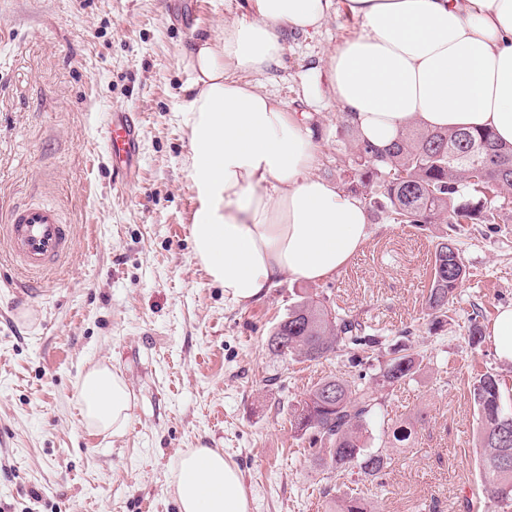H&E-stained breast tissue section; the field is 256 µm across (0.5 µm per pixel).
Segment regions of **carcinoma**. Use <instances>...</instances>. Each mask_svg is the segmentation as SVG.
<instances>
[{
  "label": "carcinoma",
  "instance_id": "carcinoma-1",
  "mask_svg": "<svg viewBox=\"0 0 512 512\" xmlns=\"http://www.w3.org/2000/svg\"><path fill=\"white\" fill-rule=\"evenodd\" d=\"M356 172L347 190L361 196L374 218L390 224H494L502 208L499 198L512 190V146L502 145L487 131L406 129L386 149L353 139ZM466 275L459 248L448 235L439 237L431 267L426 306L432 324L442 323ZM268 350L286 360H328L350 349L363 353L358 364L379 371L367 384L329 376L291 405V430L308 441L313 463L330 477L356 469L373 480L395 462L388 446L405 445L409 426L393 425L374 446L371 425L377 415L376 392L414 379L423 359L401 345L385 354L374 329L320 295H307L288 308L267 339ZM478 412L476 435L482 485L491 502L512 507V433L498 430L504 404L499 376L485 372L473 384ZM326 512H370L365 497L343 493L330 498Z\"/></svg>",
  "mask_w": 512,
  "mask_h": 512
}]
</instances>
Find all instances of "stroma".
Returning a JSON list of instances; mask_svg holds the SVG:
<instances>
[{"label":"stroma","instance_id":"stroma-1","mask_svg":"<svg viewBox=\"0 0 512 512\" xmlns=\"http://www.w3.org/2000/svg\"><path fill=\"white\" fill-rule=\"evenodd\" d=\"M240 13V0H0V208L48 205L73 230L70 254L34 288L0 239V512H176L169 469L188 448L223 449L250 512H324L330 488L357 489L372 512H487L472 384L499 374L512 410V365L489 341L472 346L469 326L512 305V193L497 223L457 227L466 276L442 327L425 309L442 224L372 223L340 273L235 304L193 254L201 201L181 114L194 39ZM360 28L341 12L314 34L285 33L281 64L238 75L313 130L315 174L341 185L350 137L325 93V60ZM120 107L139 115L140 153L135 181L116 186L105 122ZM307 292L424 358L413 382L378 394L381 416L413 439L377 480L328 479L290 429L289 405L321 379L360 374L348 350L322 363L269 352V332ZM101 363L132 392L119 437L80 413V379Z\"/></svg>","mask_w":512,"mask_h":512}]
</instances>
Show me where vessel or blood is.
Instances as JSON below:
<instances>
[{
  "mask_svg": "<svg viewBox=\"0 0 512 512\" xmlns=\"http://www.w3.org/2000/svg\"><path fill=\"white\" fill-rule=\"evenodd\" d=\"M138 120L125 110L112 113L108 126V146L115 158L112 172L116 179L129 181L130 167L138 153ZM6 235L13 260L28 273L52 269L68 254L71 227L64 224L59 212L50 206L28 204L9 209L0 225Z\"/></svg>",
  "mask_w": 512,
  "mask_h": 512,
  "instance_id": "1",
  "label": "vessel or blood"
}]
</instances>
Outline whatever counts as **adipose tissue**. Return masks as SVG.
Here are the masks:
<instances>
[{"label":"adipose tissue","instance_id":"ef3b65f1","mask_svg":"<svg viewBox=\"0 0 512 512\" xmlns=\"http://www.w3.org/2000/svg\"><path fill=\"white\" fill-rule=\"evenodd\" d=\"M340 7L362 30L329 54V92L359 139L386 148L416 125L488 129L512 145V0H245L240 17L188 51L193 98L182 114L202 200L194 255L236 304L285 277L336 275L368 239L363 200L315 175L304 125L236 77L265 74L285 32H314ZM80 399L88 428L126 433L130 391L118 370H88ZM169 487L179 512H249L242 473L219 448L181 452Z\"/></svg>","mask_w":512,"mask_h":512}]
</instances>
